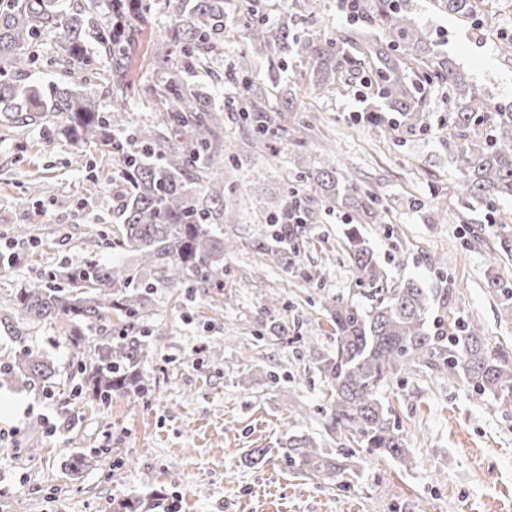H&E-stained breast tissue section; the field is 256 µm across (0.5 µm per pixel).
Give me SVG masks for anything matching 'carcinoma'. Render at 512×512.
<instances>
[{
    "instance_id": "obj_1",
    "label": "carcinoma",
    "mask_w": 512,
    "mask_h": 512,
    "mask_svg": "<svg viewBox=\"0 0 512 512\" xmlns=\"http://www.w3.org/2000/svg\"><path fill=\"white\" fill-rule=\"evenodd\" d=\"M173 3L177 22L154 47L153 58L165 71L154 94L166 107L162 122L144 129L130 125L126 88L128 56L135 29L130 9L147 18L150 4L132 7L129 0H108L113 17L98 15L99 0H0V122L13 128L41 124L58 113L65 125L57 132L86 152L96 149L117 160L123 183L116 220L119 234L103 243L137 256L136 264H107L87 253L75 264L51 270L0 301V324L17 347L0 360V385L48 383L55 365L44 352L27 345V336L47 322L63 324V333L80 361V393L92 401L139 396V380L152 337L142 333L139 320L159 288L224 287V122L197 91L194 77L209 71V61L223 54L224 0H166ZM259 0H246L236 23L247 33L250 50H241L230 65L240 79L243 97L234 110L247 124L253 145L276 151V140L288 136L283 110L294 111L295 93L282 85L284 68L275 59L296 54L313 60L314 79L307 94L321 97L333 91L336 76L357 63L355 54L371 59L376 68L377 105L366 110L368 122L410 135L427 129L423 88L409 82L410 65H418L425 81L448 85V115L454 130L453 156L459 179L446 189L471 207L476 202L492 210L512 199V108H491L485 94L471 86L439 44L413 16L412 0H357L352 15L378 25L377 38L363 31L317 39L297 30L284 14L270 22L260 16ZM448 13L471 20L475 0H441ZM57 41L56 64L64 79L49 92L28 83L40 58L44 36ZM267 56L269 82L281 88L285 109L266 104L267 90L249 80L255 54ZM105 57L112 105L102 110L92 93L70 86L75 72L98 67ZM492 120L489 138L476 140L472 126ZM309 191L337 201L360 220L386 223L384 206L370 191L333 170H304ZM299 224L277 229L276 237L290 241L298 225L312 219L301 209L292 190L274 209L271 223L289 217ZM352 272L358 285L375 287L371 304L363 308L342 295L329 296L327 312L336 332V347L316 357L328 390L324 431L341 448L380 450L405 461V444L392 420L393 410L379 397L391 374L425 367L456 378L472 393H489L502 412L512 414V361L484 343L482 326L449 317L429 320L432 299L413 281L385 290L378 265L366 241L347 236ZM488 291L502 313L512 316V278L487 280ZM291 470L301 476L327 478L346 470L336 454L313 436L291 435L285 444ZM144 501L119 495L112 512H149Z\"/></svg>"
}]
</instances>
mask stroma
Here are the masks:
<instances>
[{"mask_svg": "<svg viewBox=\"0 0 512 512\" xmlns=\"http://www.w3.org/2000/svg\"><path fill=\"white\" fill-rule=\"evenodd\" d=\"M267 16L299 17L300 29L328 38L354 27L340 0H263ZM416 15L444 53L460 65L491 105H512V57L499 51L512 36V0H479L476 21L460 20L437 0H415ZM153 10L129 62L133 127L149 125L159 103L154 42L174 24ZM311 64L288 58V86L299 111L286 120L288 136L275 153L250 152V130L232 107L241 86L203 80L224 119V184L239 205L224 223L234 250L224 256V291L160 288L141 321L157 336L141 367L148 393L91 402L77 391V363L58 325L31 330L29 345L45 351L60 371L64 395L38 388H0V512H111L114 495L145 498L162 512H512V415L493 396L473 397L462 381L423 369L392 376L380 389L395 411L408 448L399 461L362 448L348 470L321 481L296 475L283 444L309 434L325 441L324 383L313 351L335 345L323 306L342 295L369 306L347 259V210L307 199L316 221L302 225L281 266L258 244L271 238L270 214L287 190L302 188V170L336 167L376 192L386 225L359 223L382 271L384 287L412 280L435 292L456 288L455 316L478 321L488 347L512 357V318L486 288L489 257L501 225L512 227V200L494 211L467 209L442 195L458 172L449 155L448 88L409 77L426 97L425 132L403 136L361 120L372 101L371 60L339 77L347 95L304 96ZM63 116L13 134L0 129V245H14L20 264L0 271L9 295L44 272L95 252L107 263L131 255L101 245L94 232L112 228L121 203L116 161L93 153L79 163L71 143L53 135ZM99 187L87 189L89 171ZM37 181L41 190L29 195ZM29 237L18 241V225ZM321 285H306L303 272ZM266 451L263 464L247 453ZM96 456L80 474L73 455ZM116 479H109V472Z\"/></svg>", "mask_w": 512, "mask_h": 512, "instance_id": "stroma-1", "label": "stroma"}]
</instances>
